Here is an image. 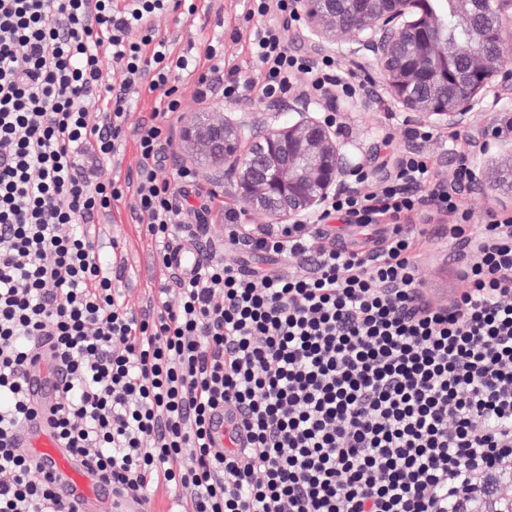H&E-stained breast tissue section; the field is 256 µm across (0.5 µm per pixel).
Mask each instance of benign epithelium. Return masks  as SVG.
Instances as JSON below:
<instances>
[{"label":"benign epithelium","mask_w":512,"mask_h":512,"mask_svg":"<svg viewBox=\"0 0 512 512\" xmlns=\"http://www.w3.org/2000/svg\"><path fill=\"white\" fill-rule=\"evenodd\" d=\"M310 39L320 48L345 37L348 53L368 54L380 67L382 84L417 124L466 128L485 110L492 89L512 92V76L501 74L504 55L512 52V0H453L456 19L483 37L484 14L494 16L498 55L482 42L466 52L467 75L453 70L454 59L442 37L443 20L428 0H354V18L336 10V0H301ZM288 119L265 129L245 153L240 142L246 124L227 113L197 112L178 129L182 149L192 160L227 165L224 183L259 223H305L319 215L354 172L336 142L332 126L310 111L302 97L288 98ZM480 158L495 163L486 178L462 183L470 193L492 187L512 191V143L483 140Z\"/></svg>","instance_id":"obj_1"}]
</instances>
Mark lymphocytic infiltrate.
Listing matches in <instances>:
<instances>
[{"label": "lymphocytic infiltrate", "instance_id": "f902f5d3", "mask_svg": "<svg viewBox=\"0 0 512 512\" xmlns=\"http://www.w3.org/2000/svg\"><path fill=\"white\" fill-rule=\"evenodd\" d=\"M196 0H0V512H65L36 465L12 446L30 414L21 369L48 337L66 370L58 439L117 490L169 492L180 512H466L499 468L512 470V216L467 231L458 186L430 182L434 162L397 154L376 188L356 169L303 224H241L224 209L227 247L268 258L258 270L207 260L191 278L168 262L190 227L195 172L156 171L165 121L195 93L278 101L304 73L308 99L359 95L334 56L292 54L299 0H248L256 79L224 67L225 39L186 54L152 24ZM111 59L119 81L106 79ZM158 95L128 131L142 77ZM110 102L94 112L90 99ZM136 180L101 179L127 135ZM159 247L162 283L141 309L119 300L94 214L125 194ZM433 210L465 252L449 303L417 286L420 238L406 226ZM384 225L377 248L340 243L332 221ZM309 262L298 274L288 259ZM233 405L243 448L215 447L212 412ZM192 464H184V456Z\"/></svg>", "mask_w": 512, "mask_h": 512}]
</instances>
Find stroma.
I'll return each instance as SVG.
<instances>
[{"label":"stroma","instance_id":"stroma-1","mask_svg":"<svg viewBox=\"0 0 512 512\" xmlns=\"http://www.w3.org/2000/svg\"><path fill=\"white\" fill-rule=\"evenodd\" d=\"M199 16L196 20H180L176 13H165L155 17L154 25L161 36L175 44L178 50H189L210 39L219 26L238 28V41H225L224 59L227 66H237L242 76H251L248 56V42L251 25L241 17V0H198ZM335 56L342 69L355 71L366 83L365 95L348 98L334 96L331 105L338 122L343 126L337 138L353 153L357 164L370 171L372 178L383 176L384 170L374 161L373 156L383 138H391L393 150H403L408 145L406 131L411 126L408 112L396 105L381 81L378 65L369 56L347 54L344 49H336ZM195 77H187L183 85V98L179 112L169 120L177 125L184 117L194 112H276L280 105L276 102L259 103L250 99L228 102L220 95L200 100L194 94ZM198 187L203 195L213 200L210 212L201 216V223L207 229L199 240L208 256L229 261L239 257V250L225 249L224 216L221 209L232 202V195L218 188L223 180L222 170L196 166ZM463 203L470 213L469 230L473 235H481L490 215H512V196L491 192L485 195L464 194ZM133 199L116 204L111 212L96 214L94 223L100 224L107 237L121 240L126 248L128 271L120 282L122 294L130 306H138L145 289L158 287L155 275V252L148 245L139 227L131 219ZM443 217H418L412 220L413 232L422 233L425 245L417 259V278L427 293L435 301H446L461 288L459 262L454 244L448 242L442 229Z\"/></svg>","mask_w":512,"mask_h":512}]
</instances>
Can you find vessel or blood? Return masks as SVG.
Segmentation results:
<instances>
[{"mask_svg": "<svg viewBox=\"0 0 512 512\" xmlns=\"http://www.w3.org/2000/svg\"><path fill=\"white\" fill-rule=\"evenodd\" d=\"M172 268L189 276L204 262L203 249L193 238H183L168 252ZM65 371L49 340H41L23 368V383L33 409L15 431L13 445L34 460L56 496L69 512H151L144 496L117 492L110 481L73 456L57 439L53 410L59 400ZM241 420L235 407L216 412L210 424L216 447L228 443V433Z\"/></svg>", "mask_w": 512, "mask_h": 512, "instance_id": "vessel-or-blood-1", "label": "vessel or blood"}]
</instances>
